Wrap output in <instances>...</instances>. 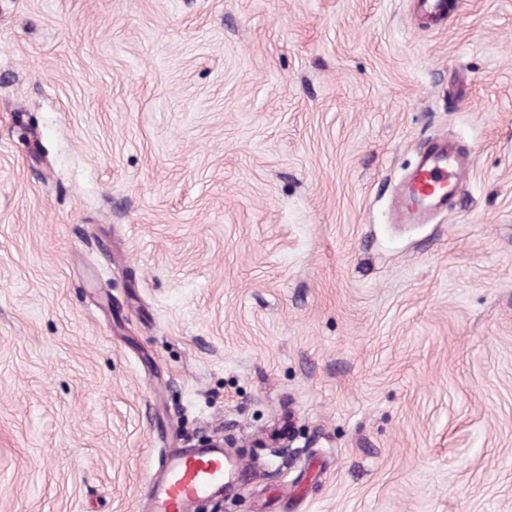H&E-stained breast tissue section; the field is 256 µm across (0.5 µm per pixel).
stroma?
<instances>
[{"label": "stroma", "instance_id": "35a3bbf8", "mask_svg": "<svg viewBox=\"0 0 512 512\" xmlns=\"http://www.w3.org/2000/svg\"><path fill=\"white\" fill-rule=\"evenodd\" d=\"M449 2L0 0V512L207 436L200 512H512V0ZM471 169V158L448 141L427 148L412 172L400 198L406 221L416 223L448 204Z\"/></svg>", "mask_w": 512, "mask_h": 512}]
</instances>
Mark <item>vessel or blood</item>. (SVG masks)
<instances>
[{
	"instance_id": "vessel-or-blood-1",
	"label": "vessel or blood",
	"mask_w": 512,
	"mask_h": 512,
	"mask_svg": "<svg viewBox=\"0 0 512 512\" xmlns=\"http://www.w3.org/2000/svg\"><path fill=\"white\" fill-rule=\"evenodd\" d=\"M471 169L469 154L448 142L427 148L412 172L399 208L415 223L447 205ZM244 465L219 445L197 444L167 453L150 478L147 512H199L203 503L224 497L229 482H242Z\"/></svg>"
}]
</instances>
